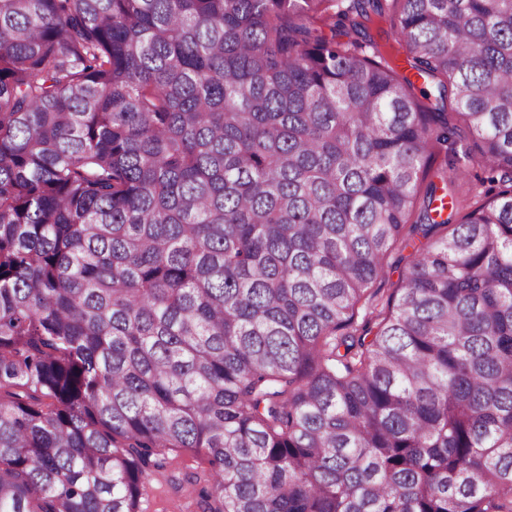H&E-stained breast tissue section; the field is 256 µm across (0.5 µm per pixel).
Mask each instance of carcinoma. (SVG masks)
<instances>
[{
	"label": "carcinoma",
	"mask_w": 512,
	"mask_h": 512,
	"mask_svg": "<svg viewBox=\"0 0 512 512\" xmlns=\"http://www.w3.org/2000/svg\"><path fill=\"white\" fill-rule=\"evenodd\" d=\"M180 451L200 512H512V0H0V512ZM451 142H454V144L452 146L448 144V159L455 160L459 165H461V167H470V173L474 174L475 169L473 170L471 168V165L466 157V154L469 152L475 153L474 138L467 131L461 130L459 135H456L452 138L450 143ZM450 147H452L453 150H450Z\"/></svg>",
	"instance_id": "cac0c4a2"
}]
</instances>
